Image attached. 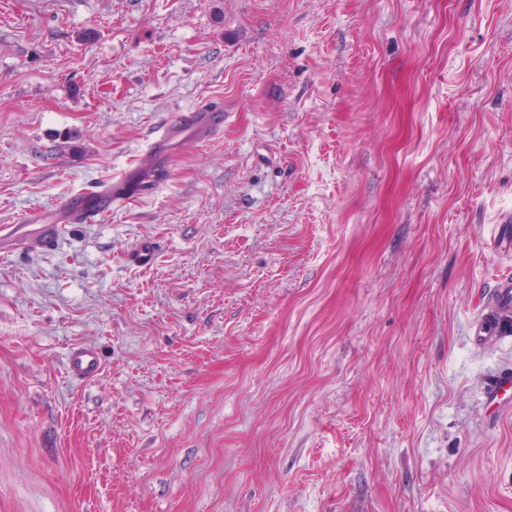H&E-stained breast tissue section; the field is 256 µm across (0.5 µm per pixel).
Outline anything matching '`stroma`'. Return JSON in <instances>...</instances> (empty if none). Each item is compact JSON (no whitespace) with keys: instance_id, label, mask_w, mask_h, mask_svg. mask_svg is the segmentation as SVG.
I'll return each instance as SVG.
<instances>
[{"instance_id":"35a3bbf8","label":"stroma","mask_w":512,"mask_h":512,"mask_svg":"<svg viewBox=\"0 0 512 512\" xmlns=\"http://www.w3.org/2000/svg\"><path fill=\"white\" fill-rule=\"evenodd\" d=\"M206 101L0 254V512H512V0H0V226ZM227 118L224 110L208 104L176 114L152 133L141 162L123 177L69 193L54 205L50 214L39 211L25 217L23 224L5 229L2 226L0 245L4 237L15 248L54 249L63 224H95L112 210L145 194L162 176L168 175L171 159L180 148L216 136L224 129ZM67 368L68 372L78 379H94L102 368L99 352L91 346L72 348L68 355Z\"/></svg>"}]
</instances>
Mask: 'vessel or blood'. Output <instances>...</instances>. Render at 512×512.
<instances>
[{
    "label": "vessel or blood",
    "instance_id": "1",
    "mask_svg": "<svg viewBox=\"0 0 512 512\" xmlns=\"http://www.w3.org/2000/svg\"><path fill=\"white\" fill-rule=\"evenodd\" d=\"M226 119L222 110L206 104L176 114L153 132L141 162L123 177L69 193L51 212L29 214L23 223L6 228L5 239L16 248L54 249L63 225L97 223L112 210L145 194L162 176L168 175L171 159L180 148L216 136ZM67 368L72 376L91 380L101 371V357L94 347H75L68 355Z\"/></svg>",
    "mask_w": 512,
    "mask_h": 512
}]
</instances>
